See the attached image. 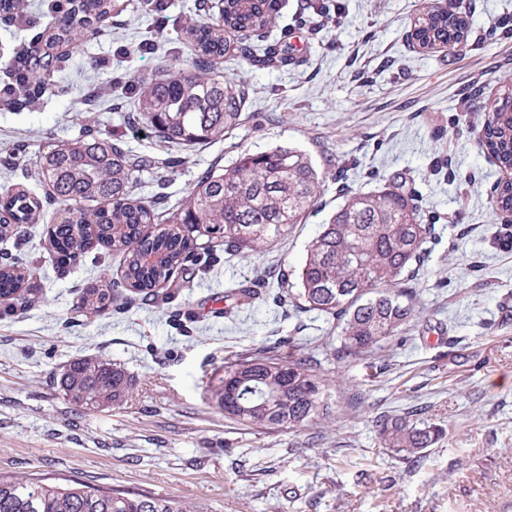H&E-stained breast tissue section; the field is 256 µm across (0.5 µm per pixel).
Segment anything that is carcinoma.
Instances as JSON below:
<instances>
[{
	"label": "carcinoma",
	"mask_w": 512,
	"mask_h": 512,
	"mask_svg": "<svg viewBox=\"0 0 512 512\" xmlns=\"http://www.w3.org/2000/svg\"><path fill=\"white\" fill-rule=\"evenodd\" d=\"M74 10L47 35L54 44H78L81 33L97 27L112 11V0H73ZM271 22L265 0H224L219 19L192 31L195 58L186 68L162 71L136 81L135 121L164 143L194 147L222 141L242 124L245 91L215 71L216 60L236 65L283 61L275 45L259 51L242 49L228 55L224 34L253 32ZM466 15L456 0L431 5L414 23L412 38L422 48L448 47L467 39ZM32 85L47 88L56 72V58L35 66L21 65ZM483 150L494 157L508 178L496 187L495 209L512 213V86L494 101L479 136ZM107 136L77 140L41 156L40 170L54 199L62 204L48 227L50 245L60 263L93 248L123 254L121 280L103 288L84 289L81 307L94 314L110 306L120 289L144 299H159V287L178 271L188 272L204 236L239 256L260 253L288 236L302 223L320 192L323 177L305 153L278 146L240 152L225 168L201 174L188 192L182 212L167 218L157 231L153 210L132 199L134 173L146 167ZM349 194L329 223L322 225L300 267V288L289 300L302 313L316 311L336 320L338 361L356 359L384 342L403 338L415 318L417 277L425 260V244L435 222L425 219L411 191L412 178L398 171L383 190L351 194L344 174L336 176ZM40 210V202L19 189L0 198V238L21 233ZM30 275L12 262L0 264V307L20 308L31 301ZM263 296L252 285L224 291L234 307ZM255 348L243 359L224 362V377L207 397L224 416L257 429L300 432L327 414L328 379L322 362L306 348L288 342ZM61 386L78 406L119 407L131 396L134 380L107 359L77 360L63 374ZM385 448L422 454L443 428L411 415H385L378 420ZM0 512H196L193 505L151 491L119 492L81 483L47 484L23 477L0 476Z\"/></svg>",
	"instance_id": "1"
}]
</instances>
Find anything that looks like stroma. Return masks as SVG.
<instances>
[{"label": "stroma", "instance_id": "1", "mask_svg": "<svg viewBox=\"0 0 512 512\" xmlns=\"http://www.w3.org/2000/svg\"><path fill=\"white\" fill-rule=\"evenodd\" d=\"M429 0H279L276 23L232 40L275 43L286 62L227 76L244 85L243 123L224 141L171 148L133 121L126 81L194 56L189 32L222 0H113L112 14L77 49L57 48L53 88L0 107V196L22 187L41 202L37 223L0 239V259L35 288L26 310L0 314V473L73 478L115 491H152L200 512H512V249L491 241L512 215L492 210L502 171L477 140L512 74V0H462L468 41L424 49L411 39ZM36 27L0 19V72L47 50V0H21ZM154 40L152 52L140 50ZM103 131L148 159L133 197L172 212L198 176L238 152L289 146L324 182L301 224L274 248L225 260L209 250L166 302L122 292L109 309L80 312L84 288L123 271L95 249L59 265L46 235L59 209L36 163L57 146ZM362 193L409 171L437 237L419 276V310L401 342L345 361L326 358L336 324L269 297L210 313L227 286L273 268L296 282L309 243L344 204L336 173ZM282 336L315 345L329 379L327 417L299 433L249 429L206 397L224 360ZM102 356L135 379L119 407L87 410L61 390L71 360ZM419 411L442 436L415 459L383 448L377 421Z\"/></svg>", "mask_w": 512, "mask_h": 512}]
</instances>
